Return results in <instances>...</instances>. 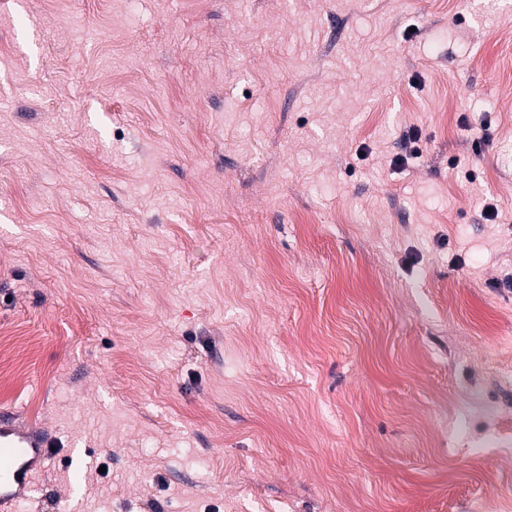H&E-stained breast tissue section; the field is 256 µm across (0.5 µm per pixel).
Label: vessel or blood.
I'll list each match as a JSON object with an SVG mask.
<instances>
[{"mask_svg": "<svg viewBox=\"0 0 512 512\" xmlns=\"http://www.w3.org/2000/svg\"><path fill=\"white\" fill-rule=\"evenodd\" d=\"M53 438L0 413V503L13 504L28 496L46 469Z\"/></svg>", "mask_w": 512, "mask_h": 512, "instance_id": "1", "label": "vessel or blood"}]
</instances>
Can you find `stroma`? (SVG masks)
Wrapping results in <instances>:
<instances>
[{"label": "stroma", "mask_w": 512, "mask_h": 512, "mask_svg": "<svg viewBox=\"0 0 512 512\" xmlns=\"http://www.w3.org/2000/svg\"><path fill=\"white\" fill-rule=\"evenodd\" d=\"M508 88L512 0H0V512H512ZM54 439L20 423L9 412L0 413V503L13 504L34 488L50 462Z\"/></svg>", "instance_id": "stroma-1"}]
</instances>
